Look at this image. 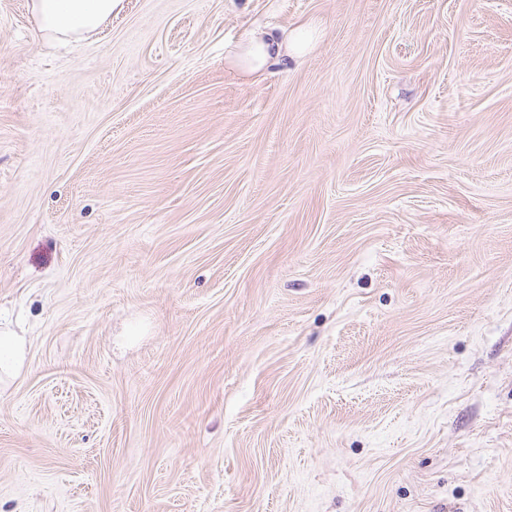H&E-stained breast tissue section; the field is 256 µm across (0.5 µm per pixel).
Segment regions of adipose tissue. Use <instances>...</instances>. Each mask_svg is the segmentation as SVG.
<instances>
[{
	"label": "adipose tissue",
	"instance_id": "1",
	"mask_svg": "<svg viewBox=\"0 0 512 512\" xmlns=\"http://www.w3.org/2000/svg\"><path fill=\"white\" fill-rule=\"evenodd\" d=\"M119 0H32V11L40 30L63 40L80 37L96 30ZM287 38L272 29L246 30L232 62L249 76L262 75L268 66L288 61Z\"/></svg>",
	"mask_w": 512,
	"mask_h": 512
}]
</instances>
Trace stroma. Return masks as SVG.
Segmentation results:
<instances>
[{
    "label": "stroma",
    "instance_id": "stroma-1",
    "mask_svg": "<svg viewBox=\"0 0 512 512\" xmlns=\"http://www.w3.org/2000/svg\"><path fill=\"white\" fill-rule=\"evenodd\" d=\"M0 323V512H512V0H0ZM120 0H32L40 30L58 40L80 37L96 30ZM288 39L274 29L252 28L243 33L232 64L248 76L263 75L268 66L288 61ZM26 356L24 336L0 329V379L10 376L23 364Z\"/></svg>",
    "mask_w": 512,
    "mask_h": 512
}]
</instances>
